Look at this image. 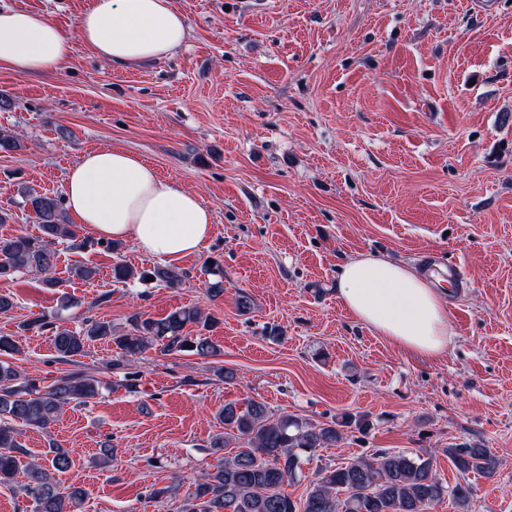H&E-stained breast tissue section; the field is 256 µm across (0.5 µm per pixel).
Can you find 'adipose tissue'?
<instances>
[{
	"label": "adipose tissue",
	"instance_id": "obj_1",
	"mask_svg": "<svg viewBox=\"0 0 512 512\" xmlns=\"http://www.w3.org/2000/svg\"><path fill=\"white\" fill-rule=\"evenodd\" d=\"M78 31L102 60L132 65L172 54L189 24L172 0H93ZM70 55L69 36L47 15L0 11V68L38 74L64 67ZM65 196L95 237L129 241L170 262L201 252L212 234V212L197 194L121 147L85 151L68 173ZM337 296L356 319L407 352L433 360L448 350V304L409 267L353 256L339 268Z\"/></svg>",
	"mask_w": 512,
	"mask_h": 512
}]
</instances>
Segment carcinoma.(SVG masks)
I'll list each match as a JSON object with an SVG mask.
<instances>
[{
	"label": "carcinoma",
	"mask_w": 512,
	"mask_h": 512,
	"mask_svg": "<svg viewBox=\"0 0 512 512\" xmlns=\"http://www.w3.org/2000/svg\"><path fill=\"white\" fill-rule=\"evenodd\" d=\"M22 204L34 214L40 234L0 238V280L30 270L43 274V284L52 288L57 285L52 276L58 260L55 245L70 241L75 248H85L92 242L79 237L74 225L67 222L61 198L25 189ZM211 274L215 280L209 283L208 293L217 299L224 293L219 262L213 263ZM149 277L175 288L183 272L158 266L138 272L121 261L112 265V278L120 282ZM192 324L206 329L215 319L197 307L182 306L159 319L135 316L131 331L119 335L110 321L88 318L85 328L77 332L44 315L24 322L22 330L51 333L57 358L66 363L83 355L87 341L109 339L118 354L113 366L121 368L156 345L164 352L189 350L204 358L218 356L220 348L208 337L186 332ZM105 388L106 383L83 370L69 372L46 385L43 379L22 375L12 364L0 360V485L11 484L23 466L27 478L24 490L35 501L36 512H78L83 490L73 484L64 486L54 476L70 468L69 452L53 448L46 464L21 463L27 452L17 440V425L46 429L57 421L64 407L85 405ZM217 418L224 424V435L213 441V451L218 453L236 443L241 444V450L196 479L181 512H427L446 497L460 512H470L473 486L469 475L491 478L499 465L498 458L481 444L451 445L442 452L462 480L450 486L433 472L431 458L381 451L320 468L306 496L298 500L284 486L302 471L303 456L340 444L345 429L353 425L364 429L368 423L346 415L327 422H311L290 414L276 416L256 399L242 406L227 403Z\"/></svg>",
	"instance_id": "1"
}]
</instances>
